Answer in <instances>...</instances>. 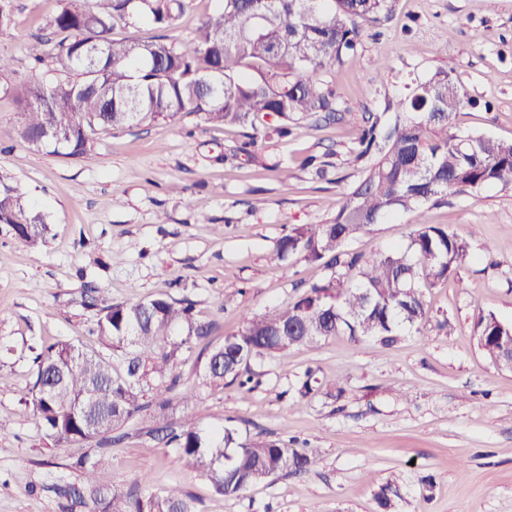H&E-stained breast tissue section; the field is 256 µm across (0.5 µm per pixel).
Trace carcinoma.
Listing matches in <instances>:
<instances>
[{"mask_svg": "<svg viewBox=\"0 0 512 512\" xmlns=\"http://www.w3.org/2000/svg\"><path fill=\"white\" fill-rule=\"evenodd\" d=\"M185 0H57L34 58L40 76L12 80V58L0 54V93L23 120L15 137L37 150L89 163L93 135L193 115L211 126H239L248 144L290 133L288 123L338 121L336 89L322 76L357 53L359 23L383 24L398 0H220L193 36L169 40ZM150 22L162 34L117 38L115 30ZM14 24L13 0H0V32ZM464 94L448 71L420 82L394 112H366L349 163L359 182L327 202L331 217L300 224L279 238L274 255L321 265L327 279L299 298L244 318L236 334L206 354L202 382L218 387L254 381L250 365L337 335L391 345L428 320L421 278L446 280L473 260L469 243L425 208L448 192L512 183V140L456 130ZM399 213L414 215L405 246L374 258L351 241ZM0 224L30 248L49 226L17 189H0ZM479 346L507 358L512 325L489 313L476 325ZM211 334L192 304L169 297L103 307L90 330L99 348L60 341L33 358V407L55 444L120 440L116 432L150 410L159 417L177 386V361ZM178 459L234 498L273 476L307 471L315 448L256 436L238 440L227 427L205 434L192 422L151 429ZM90 512H193L181 487L137 497L112 486L109 457L77 460Z\"/></svg>", "mask_w": 512, "mask_h": 512, "instance_id": "cac0c4a2", "label": "carcinoma"}]
</instances>
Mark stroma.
<instances>
[{
	"instance_id": "35a3bbf8",
	"label": "stroma",
	"mask_w": 512,
	"mask_h": 512,
	"mask_svg": "<svg viewBox=\"0 0 512 512\" xmlns=\"http://www.w3.org/2000/svg\"><path fill=\"white\" fill-rule=\"evenodd\" d=\"M15 6L0 52L29 79L42 51L33 34L56 0ZM363 30L356 62L328 76L343 121L268 138L250 157L230 155L241 128L185 116L98 132L93 162L66 159L16 140L18 110L0 94V182L24 193L50 227L34 250L0 225V512H87L62 490L81 485L74 463L97 445H53L31 393L35 353L84 341L93 326L86 287L106 305L189 300L213 326L210 344L221 343L242 329L243 313L295 301L299 284L325 279L320 266L277 260L272 248L292 226L326 222V200L359 181L345 159L364 112L386 111L445 70L464 93L457 129L512 139V0H398L390 21ZM311 156L330 161L326 178L306 168ZM425 218L465 239L476 259L424 285L430 320L420 332L387 347L341 335L293 348L254 364L257 381L245 387L205 386L202 360L183 356L176 373L196 388L195 404L175 401L164 419L127 425L106 449L113 483L141 496L182 485L197 512H381L377 495L388 484L400 493L393 512H512V370L483 352L475 329L489 312L512 323V184L449 195ZM413 229L400 216L350 247L374 256L407 243ZM309 369L319 390L301 400L294 387ZM187 411L200 429L231 421L240 437L293 439L319 456L306 473L220 497L148 435Z\"/></svg>"
}]
</instances>
